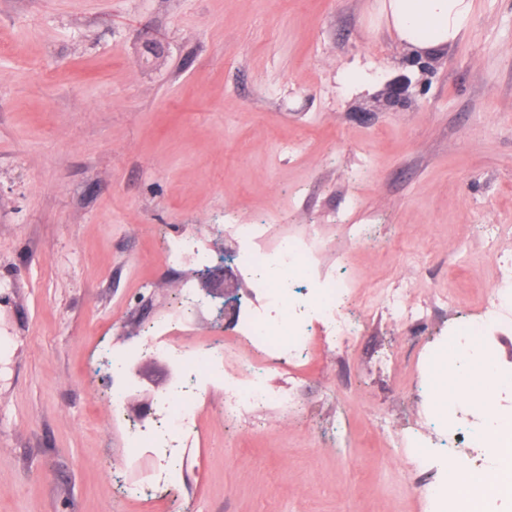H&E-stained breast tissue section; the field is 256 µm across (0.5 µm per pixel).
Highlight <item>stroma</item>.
Masks as SVG:
<instances>
[{"instance_id":"35a3bbf8","label":"stroma","mask_w":512,"mask_h":512,"mask_svg":"<svg viewBox=\"0 0 512 512\" xmlns=\"http://www.w3.org/2000/svg\"><path fill=\"white\" fill-rule=\"evenodd\" d=\"M414 58L381 0H0V512H437L419 487L456 451L413 366L512 255V0H474L454 42ZM235 223L267 225L265 247L316 229L360 336L270 369L300 415L229 424L206 389L203 444L154 507L125 493L153 460L123 462L107 433L106 360L137 350L170 388L139 346L186 278L209 305L182 333L232 341L224 302L262 298ZM184 237L231 279L167 268ZM405 276L415 303L448 297L416 332L380 302Z\"/></svg>"}]
</instances>
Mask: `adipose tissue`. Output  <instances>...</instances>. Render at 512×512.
<instances>
[{"label":"adipose tissue","instance_id":"ef3b65f1","mask_svg":"<svg viewBox=\"0 0 512 512\" xmlns=\"http://www.w3.org/2000/svg\"><path fill=\"white\" fill-rule=\"evenodd\" d=\"M473 0H383L386 25L416 53L432 55L467 27Z\"/></svg>","mask_w":512,"mask_h":512}]
</instances>
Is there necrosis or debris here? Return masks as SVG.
I'll list each match as a JSON object with an SVG mask.
<instances>
[{"mask_svg":"<svg viewBox=\"0 0 512 512\" xmlns=\"http://www.w3.org/2000/svg\"><path fill=\"white\" fill-rule=\"evenodd\" d=\"M318 254L314 237L301 240L285 239L274 248L245 247L238 255L240 264L256 277L258 287L267 288L264 308L248 313L238 324L237 338L256 352V359L238 361L229 358L221 339L193 349H184L180 337H170L168 343L156 344L155 351L168 357L181 375L191 377L192 385L175 387L169 394L159 397L157 410L162 413L159 425L127 426L124 439L126 461H135L142 449L150 448L163 464L156 483L129 485V494L152 497L167 490L174 482L175 468L172 454L198 424L200 384H220L224 387V418L227 421L243 419L247 411L260 403L276 400L280 411L297 414L299 406L291 393L269 395L264 383L265 370L271 366H299L310 353L315 335L314 325H321L334 341L347 344L355 340L358 331L344 313L350 295L348 280L329 277L312 282L313 295L303 304L289 301L292 272L313 267ZM491 300L477 321L454 326L453 334L461 344L475 347L478 359L490 360L493 348L489 334L498 327L512 322V260L499 264V274L493 285ZM485 387L504 389L512 385V370L492 364L482 373ZM473 428L461 435L460 445L466 450L463 459L454 461L448 469L444 485L427 489L429 498L444 500L449 512H456L458 477L476 466H508L512 456V430L490 426L480 411L469 416Z\"/></svg>","mask_w":512,"mask_h":512,"instance_id":"obj_1","label":"necrosis or debris"}]
</instances>
